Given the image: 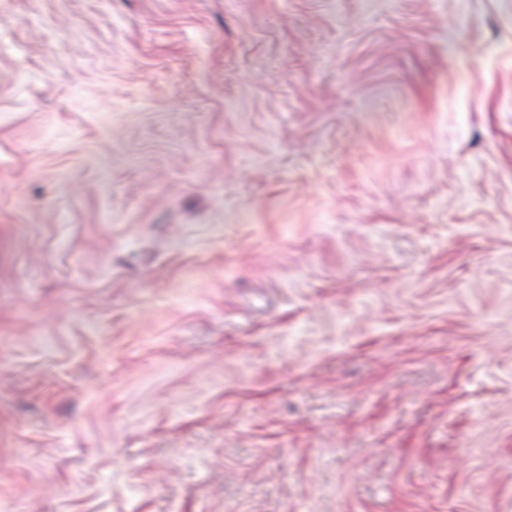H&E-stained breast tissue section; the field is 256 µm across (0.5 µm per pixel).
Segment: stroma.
I'll return each mask as SVG.
<instances>
[{
    "instance_id": "1",
    "label": "stroma",
    "mask_w": 512,
    "mask_h": 512,
    "mask_svg": "<svg viewBox=\"0 0 512 512\" xmlns=\"http://www.w3.org/2000/svg\"><path fill=\"white\" fill-rule=\"evenodd\" d=\"M0 512H512V0H0Z\"/></svg>"
}]
</instances>
